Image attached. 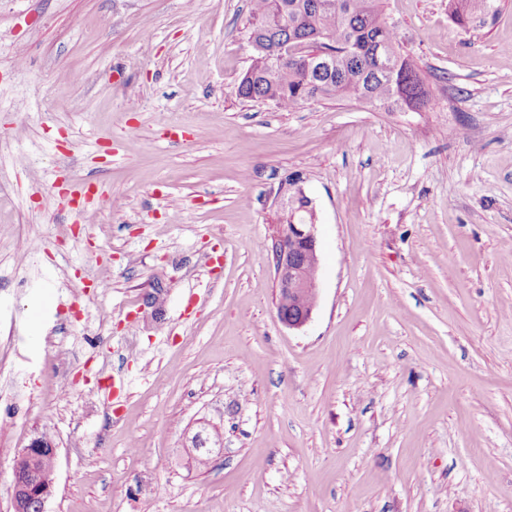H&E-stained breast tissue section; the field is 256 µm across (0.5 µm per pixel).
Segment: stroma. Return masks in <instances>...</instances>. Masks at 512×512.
Returning <instances> with one entry per match:
<instances>
[{"label": "stroma", "mask_w": 512, "mask_h": 512, "mask_svg": "<svg viewBox=\"0 0 512 512\" xmlns=\"http://www.w3.org/2000/svg\"><path fill=\"white\" fill-rule=\"evenodd\" d=\"M383 6L429 110L239 98L250 0H0V512L43 434L49 512H512V0ZM292 173L299 330L267 249ZM87 179L88 224L51 192ZM298 199L306 203L297 208ZM282 211L279 231L268 250L274 257L276 286L280 294L278 309L288 311V305L297 304L298 310L285 315L278 312L282 324L291 329L304 327L311 319L316 304L301 306L304 296L317 300L319 293L316 212L312 200L300 185V178L293 180L284 190L280 201ZM288 217V224L285 219Z\"/></svg>", "instance_id": "stroma-1"}]
</instances>
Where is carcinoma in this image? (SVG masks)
Listing matches in <instances>:
<instances>
[{
  "label": "carcinoma",
  "mask_w": 512,
  "mask_h": 512,
  "mask_svg": "<svg viewBox=\"0 0 512 512\" xmlns=\"http://www.w3.org/2000/svg\"><path fill=\"white\" fill-rule=\"evenodd\" d=\"M252 0L251 63L237 86L247 101L291 110L309 100L343 97L375 106L400 107L399 94L424 87L415 61L403 53L386 21L382 0ZM471 0H448L450 17L463 27ZM328 44L331 93H319L303 47L314 36Z\"/></svg>",
  "instance_id": "cac0c4a2"
}]
</instances>
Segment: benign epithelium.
Wrapping results in <instances>:
<instances>
[{"instance_id": "obj_1", "label": "benign epithelium", "mask_w": 512, "mask_h": 512, "mask_svg": "<svg viewBox=\"0 0 512 512\" xmlns=\"http://www.w3.org/2000/svg\"><path fill=\"white\" fill-rule=\"evenodd\" d=\"M283 217L288 222L279 223V231L272 240L269 251L274 257L276 286L279 293L288 295V304L298 305L292 314H278L282 324L291 329L304 327L311 319L314 306L301 305L304 296H318V269L316 212L312 200L305 194L300 179L293 180L284 190L280 201ZM35 438L20 450L12 462V501L14 512H48V503L54 494L55 474H49L39 488L29 481L30 471L39 457V450L46 447ZM52 453H57L55 445Z\"/></svg>"}]
</instances>
